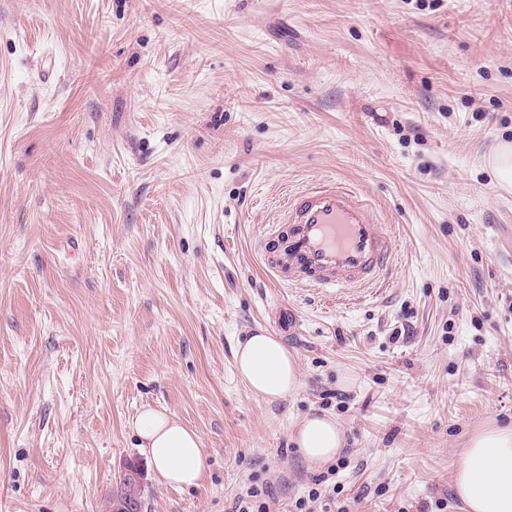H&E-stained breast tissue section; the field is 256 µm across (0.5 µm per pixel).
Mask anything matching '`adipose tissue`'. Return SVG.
Wrapping results in <instances>:
<instances>
[{
    "instance_id": "obj_1",
    "label": "adipose tissue",
    "mask_w": 512,
    "mask_h": 512,
    "mask_svg": "<svg viewBox=\"0 0 512 512\" xmlns=\"http://www.w3.org/2000/svg\"><path fill=\"white\" fill-rule=\"evenodd\" d=\"M234 357L239 377L257 396L278 400L299 386L295 355L268 330L260 328L246 336ZM133 427L159 485H200L206 462L194 429L155 409L140 412ZM291 440L313 468L336 460L345 444L341 425L325 413L299 418ZM453 489L466 512H512V423L493 422L471 435L454 469Z\"/></svg>"
}]
</instances>
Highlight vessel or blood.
<instances>
[{
    "label": "vessel or blood",
    "instance_id": "vessel-or-blood-1",
    "mask_svg": "<svg viewBox=\"0 0 512 512\" xmlns=\"http://www.w3.org/2000/svg\"><path fill=\"white\" fill-rule=\"evenodd\" d=\"M260 249L280 284L337 295L376 286L393 241L355 191L320 184L288 196Z\"/></svg>",
    "mask_w": 512,
    "mask_h": 512
}]
</instances>
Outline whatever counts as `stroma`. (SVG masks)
<instances>
[{
	"label": "stroma",
	"mask_w": 512,
	"mask_h": 512,
	"mask_svg": "<svg viewBox=\"0 0 512 512\" xmlns=\"http://www.w3.org/2000/svg\"><path fill=\"white\" fill-rule=\"evenodd\" d=\"M512 0H0V512H108L130 428L198 432L199 487L144 512H461L469 435L512 419ZM333 180L386 224L381 290L277 284L258 243ZM264 328L298 356L237 376ZM313 411L345 447L313 469ZM486 161L497 185L502 190H512V142H501ZM234 357L239 377L257 396L283 399L299 386L295 355L266 329H257L239 342ZM291 441L312 468H321L339 456L345 444L341 425L326 413H311L292 427ZM265 496H269L266 487L250 486L245 494H241L235 501L231 512H266Z\"/></svg>",
	"instance_id": "35a3bbf8"
}]
</instances>
